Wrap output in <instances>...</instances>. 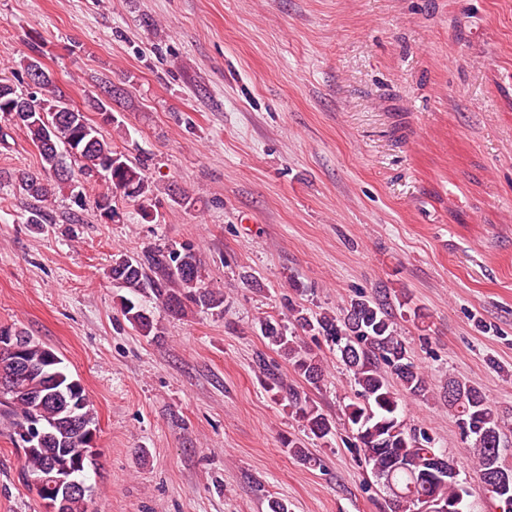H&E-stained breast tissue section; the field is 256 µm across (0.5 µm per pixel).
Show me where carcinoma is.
<instances>
[{
	"label": "carcinoma",
	"instance_id": "1",
	"mask_svg": "<svg viewBox=\"0 0 512 512\" xmlns=\"http://www.w3.org/2000/svg\"><path fill=\"white\" fill-rule=\"evenodd\" d=\"M19 65L28 77L35 69L44 77L27 93L1 77L0 114L26 132L37 148L42 175L20 170L0 176V182L37 201L67 194L83 208L87 202L76 188L102 179L112 191L137 203L139 215L147 223L157 219L154 206L161 191L179 206L190 204L175 185L159 188L147 175L143 161L118 150L113 137L126 138L125 129L119 127L115 136L107 137L100 125L87 117L86 112L91 111L100 115L103 123H112V101L91 96L80 107L71 104L37 51L22 57ZM109 277L114 287L128 290L129 296L121 297V312L144 337L159 335L155 305L174 317H183L194 308L214 310L224 304L223 295L206 286L205 269L190 247L115 255ZM288 311L287 316L259 319L261 336L310 385L323 380L324 369L299 333L321 336L336 346L357 386L355 400L345 406L351 426L350 447L371 465L387 493L390 512H421L429 500L462 512L457 462L438 453L431 439L408 428L403 417V399L425 397L428 381L398 336L388 293L363 295L338 314L310 316L291 301ZM3 334L22 338L21 359L26 368L18 371L13 357L0 354V419L10 428L14 442L25 444V476L41 480L81 446L82 433L98 430L97 414L85 387L65 367L56 366V381L48 377L46 366L54 351L11 326L0 325V336ZM260 366L269 390L284 394L291 413L307 433L317 439L332 434V422L305 393L285 383L275 366L264 362ZM394 381L399 388H394ZM443 399L454 411L467 447L474 450L484 487L503 504V512H512V466L504 458L499 413L481 390L457 380L448 381ZM284 446L303 463L318 464L302 442L289 440ZM495 468L508 472V489L486 480Z\"/></svg>",
	"mask_w": 512,
	"mask_h": 512
}]
</instances>
